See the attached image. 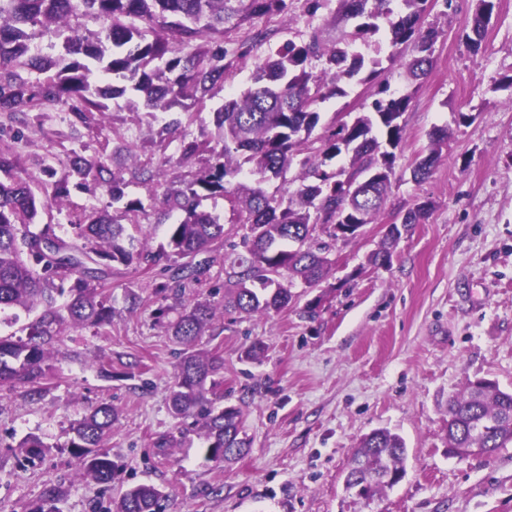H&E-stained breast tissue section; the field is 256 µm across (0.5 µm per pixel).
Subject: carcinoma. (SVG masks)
Masks as SVG:
<instances>
[{"mask_svg":"<svg viewBox=\"0 0 512 512\" xmlns=\"http://www.w3.org/2000/svg\"><path fill=\"white\" fill-rule=\"evenodd\" d=\"M331 19L312 26L304 37L269 48L254 62L252 85L236 97H227L213 112L220 148L208 141L182 142V156L208 152L211 159L191 182L173 181L163 194L158 223L168 224L166 246L156 251L134 244L124 225L107 211L92 210L71 221L75 239L57 236L46 224L31 230L42 210L60 205L70 186L107 188L111 204L135 212L155 204L156 171L136 164L134 179L145 197H130L121 173L109 169L100 156L75 151L59 175L49 201L37 197L30 180L15 173L10 146L0 148V312L21 308L35 313L25 327L26 337L0 336V388L24 389L34 401L43 393L49 361L60 352L68 329L100 327L112 321L108 305L94 282L102 279L103 261L124 265L159 266L165 281L157 289L164 304L157 319H167L168 335L182 349L169 388V409L183 425L181 434L194 433L206 448V458L230 463L244 456L249 442L243 431L242 407L222 406L224 359L196 348L217 318L218 307L209 299H189L187 291L202 283L210 260L197 256L224 240V224L212 212L200 209L202 200H228L236 223L242 225L246 253L232 258L225 269L224 310L247 315H269L294 301L292 288L318 286L332 270L331 245L314 241L318 225L336 241V225L354 229L374 223L384 208L395 179L396 151L404 142L399 118L409 108L408 95H395L381 80V61L366 59L360 47L369 44L386 21L393 48L389 60H403L408 79L424 78L433 62L441 30L425 22L428 0H337ZM101 22L100 30L86 35L71 25L77 11ZM494 0H475L471 33L466 43L478 52L491 21ZM288 13L287 0H0V112L14 117L37 104L63 105L81 122L87 114L102 112L104 99L130 92L133 105L153 116L199 102L222 85L236 63L250 56L269 34L250 31L229 51L209 48L192 55L183 49L192 42L224 36V26L240 27L254 16L278 17ZM358 23L346 30L349 20ZM70 35L64 49L82 55L93 66L65 57L30 53L37 34ZM54 76L35 83L23 73ZM368 70L364 81L376 84L370 110L352 124H343L313 136L320 122L318 106L345 94L344 80ZM428 153L411 170L421 183L433 173L448 141V127L430 134ZM348 164L332 168L340 156ZM297 167L296 189L288 199L276 198L262 187L266 177L279 178ZM379 168L358 189L336 186L345 175L364 176ZM255 174L261 179L252 180ZM431 203L422 201L404 212V222L390 224L381 247L368 264L391 262V248L415 224L428 216ZM173 304H168V300ZM173 318H168L169 314ZM117 415L110 406L87 411L72 426L68 448L77 460V477L106 487L120 467L102 448L112 433ZM448 452L475 448L490 455L512 445V390L490 379L466 384L448 402ZM406 446L401 436L387 429L374 430L360 440L345 478L346 491L355 496L367 486L370 501L397 485L405 476ZM62 490L47 486L36 512H59ZM171 503L158 487L137 484L128 488L110 512H168Z\"/></svg>","mask_w":512,"mask_h":512,"instance_id":"cac0c4a2","label":"carcinoma"}]
</instances>
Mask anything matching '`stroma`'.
<instances>
[{
    "mask_svg": "<svg viewBox=\"0 0 512 512\" xmlns=\"http://www.w3.org/2000/svg\"><path fill=\"white\" fill-rule=\"evenodd\" d=\"M494 3L476 55L463 40L473 0L429 5L425 18L440 20L443 35L418 84L388 63V33L375 37L365 57L385 60L391 92L412 96L384 209L361 236L330 242L334 268L318 287L300 289L292 307L227 314L202 337L200 349L224 358V402L245 411L248 453L224 466L207 460L195 438L158 454L155 440L178 433L168 410L177 346L155 318L163 277L156 267L114 262L100 284L114 307L111 324L65 336L40 400L0 390V512H36L50 483L65 491L60 512H91L140 483L168 494L171 512H512V445L460 459L449 456L446 439L448 399L468 381L512 387V87L501 84L512 76V0ZM311 24L303 0H293L287 19L256 17L246 29L273 30L279 45ZM246 29L226 32L224 48H236ZM345 90L320 105V129L352 122L369 106L371 84L355 78ZM442 125L452 135L441 161L415 183L411 169ZM159 129L134 108L94 115L85 126L48 105L29 112L10 145L37 194L52 190L45 162L63 169L85 145L127 178L126 149L135 147L141 164L156 169L160 195L173 179L192 180L206 158L182 159L180 136ZM423 200L432 203L427 219L402 236L390 264L368 265L396 214ZM109 202L104 187H74L63 209L43 211L38 222L68 240L70 218ZM315 298L311 320L303 309ZM255 341L266 347L263 359L243 362ZM103 359L111 376L99 370ZM136 359L145 374L131 373ZM103 403L117 414L104 446L121 467L108 490L77 479L67 446L72 423ZM378 428L403 437L406 475L365 505L345 491L344 478L360 438ZM29 435L43 443L38 457L19 446Z\"/></svg>",
    "mask_w": 512,
    "mask_h": 512,
    "instance_id": "1",
    "label": "stroma"
}]
</instances>
